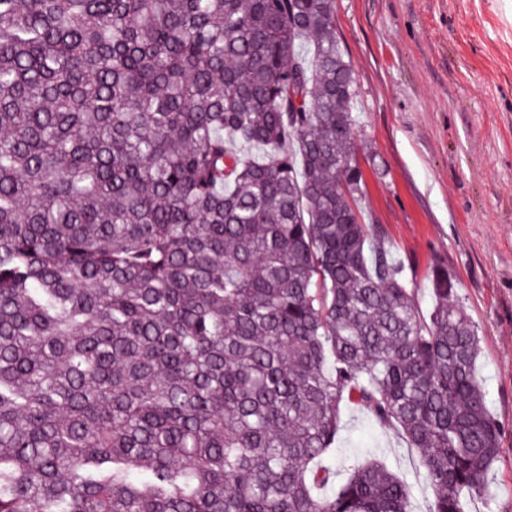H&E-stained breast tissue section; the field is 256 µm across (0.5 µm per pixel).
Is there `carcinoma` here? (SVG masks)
Masks as SVG:
<instances>
[{
  "label": "carcinoma",
  "instance_id": "1",
  "mask_svg": "<svg viewBox=\"0 0 512 512\" xmlns=\"http://www.w3.org/2000/svg\"><path fill=\"white\" fill-rule=\"evenodd\" d=\"M355 97L335 0H0V512H411L332 484L343 405L482 494L480 337L363 224Z\"/></svg>",
  "mask_w": 512,
  "mask_h": 512
}]
</instances>
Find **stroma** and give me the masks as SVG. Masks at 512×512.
<instances>
[{
	"label": "stroma",
	"instance_id": "stroma-1",
	"mask_svg": "<svg viewBox=\"0 0 512 512\" xmlns=\"http://www.w3.org/2000/svg\"><path fill=\"white\" fill-rule=\"evenodd\" d=\"M357 78L354 142L366 224L408 268L421 310L447 269L477 328V373L500 452L465 512H512V0H335ZM333 455L384 461L413 512L433 496L415 455L366 411L343 406Z\"/></svg>",
	"mask_w": 512,
	"mask_h": 512
}]
</instances>
